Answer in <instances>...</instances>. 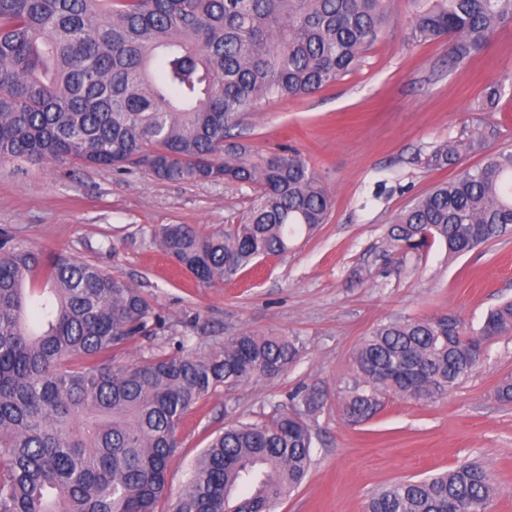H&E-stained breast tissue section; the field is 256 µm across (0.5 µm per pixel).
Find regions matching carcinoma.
<instances>
[{
    "label": "carcinoma",
    "mask_w": 512,
    "mask_h": 512,
    "mask_svg": "<svg viewBox=\"0 0 512 512\" xmlns=\"http://www.w3.org/2000/svg\"><path fill=\"white\" fill-rule=\"evenodd\" d=\"M392 0H0V161L120 171L176 183H232L255 196L237 224L157 232L163 252L203 284L288 252L326 222L332 200L298 155L254 159L228 141L246 112L311 95L356 66L393 24ZM411 32L453 40L449 61L484 49L512 22V0H409ZM483 136L429 157L453 165ZM512 233V150L460 172L400 211L385 250L448 256ZM160 322L148 301L90 261L44 257L0 231V512H156L178 429L203 397L285 372L299 341L243 332L207 355L119 365L112 354ZM512 334V302L476 336L443 313L388 319L355 353L342 411L372 418L388 393L443 397L482 360L476 337ZM324 390L292 412L215 432L175 512H273L306 477ZM247 485V493H238ZM485 471L461 463L389 484L366 512H487Z\"/></svg>",
    "instance_id": "obj_1"
}]
</instances>
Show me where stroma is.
<instances>
[{
    "mask_svg": "<svg viewBox=\"0 0 512 512\" xmlns=\"http://www.w3.org/2000/svg\"><path fill=\"white\" fill-rule=\"evenodd\" d=\"M358 68L312 95L274 98L242 116L238 142L255 155L298 152L328 187L332 209L291 252L268 256L211 285L198 282L160 248L163 224L209 232L237 223L253 197L247 185L177 184L131 169L70 171L50 163L0 162V228L44 253L65 252L123 277L162 323L119 353L118 363L204 353L242 332L298 337L299 359L202 399L186 415L168 469L173 512L211 433L287 411L301 386L326 402L315 423L311 464L275 512H364L387 484L463 462L480 464L500 493L488 512H512V403L496 400L512 375V335L497 338L479 367L447 397L389 394L372 420L352 425L341 409L363 339L390 317L458 316L478 330L487 311L512 301V235L449 257L441 243L420 253L380 249L395 214L413 199L512 149V22L486 48L448 61L447 39H412L407 0ZM501 85L488 101L492 85ZM486 133L482 150L457 164L428 165L434 147Z\"/></svg>",
    "mask_w": 512,
    "mask_h": 512,
    "instance_id": "stroma-1",
    "label": "stroma"
}]
</instances>
